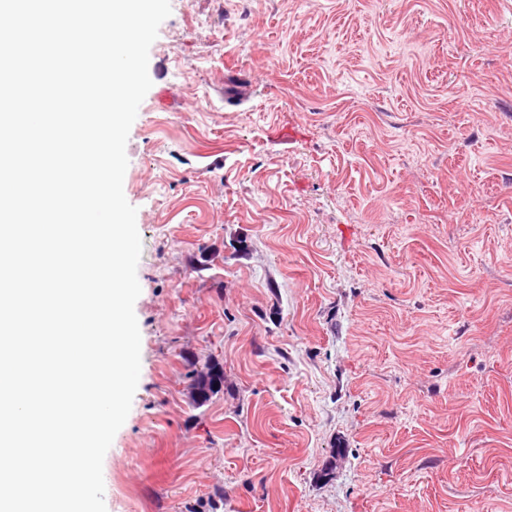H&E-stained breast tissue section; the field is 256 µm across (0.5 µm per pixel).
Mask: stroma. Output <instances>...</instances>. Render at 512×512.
<instances>
[{
  "label": "stroma",
  "instance_id": "obj_1",
  "mask_svg": "<svg viewBox=\"0 0 512 512\" xmlns=\"http://www.w3.org/2000/svg\"><path fill=\"white\" fill-rule=\"evenodd\" d=\"M148 72L107 512H512V0H171ZM224 387V368L218 364H209L206 370H196L192 390L193 402L204 405L213 395Z\"/></svg>",
  "mask_w": 512,
  "mask_h": 512
}]
</instances>
